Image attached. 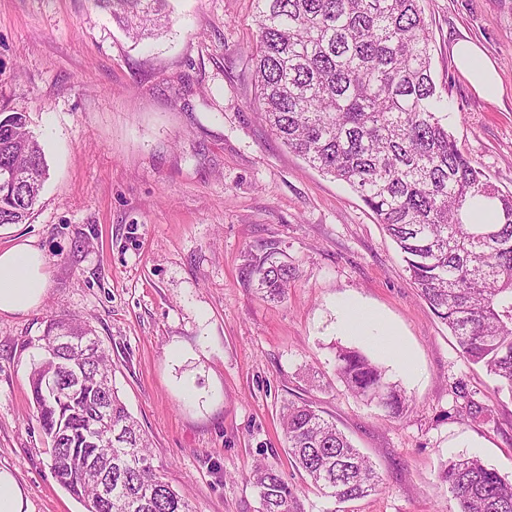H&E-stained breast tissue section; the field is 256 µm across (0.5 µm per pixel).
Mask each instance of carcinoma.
<instances>
[{
	"instance_id": "carcinoma-1",
	"label": "carcinoma",
	"mask_w": 512,
	"mask_h": 512,
	"mask_svg": "<svg viewBox=\"0 0 512 512\" xmlns=\"http://www.w3.org/2000/svg\"><path fill=\"white\" fill-rule=\"evenodd\" d=\"M135 42L169 23L168 0H97ZM258 35L251 50L260 110L271 132L311 166L345 182L403 255L409 280L456 337L460 353L486 368L497 391L512 394V193L490 183L442 124L447 109L431 75L428 22L421 0H254ZM48 178L43 146L24 112L0 116V224H24ZM494 202V224L468 222L467 204ZM267 254L251 273L269 295L292 280ZM92 339L95 351L82 350ZM30 346L39 350L29 386L33 418L50 441L58 483L84 512H195L158 472L148 438L121 400L112 355L76 318H52ZM83 367L71 388L70 366ZM48 373L68 393L41 391ZM336 374L355 396L402 418L409 399L358 350L336 351ZM105 386L112 433L92 426ZM288 454L322 496L337 503L381 490L368 456L312 405L282 416ZM112 471V501L98 480ZM258 512H303L297 490L275 469L253 465ZM458 512H512V481L476 457L438 474Z\"/></svg>"
}]
</instances>
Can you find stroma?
Returning <instances> with one entry per match:
<instances>
[{"instance_id": "obj_1", "label": "stroma", "mask_w": 512, "mask_h": 512, "mask_svg": "<svg viewBox=\"0 0 512 512\" xmlns=\"http://www.w3.org/2000/svg\"><path fill=\"white\" fill-rule=\"evenodd\" d=\"M445 123L490 182L512 192V0H422ZM171 28L133 43L95 0H0V112L29 113L49 167L32 217L0 224V251L28 238L48 258L43 303L0 313V467L33 512H84L56 481L29 417L32 350L48 320L74 315L112 352L115 382L154 464L195 512H257L247 473L263 463L333 512L293 467L280 416L308 400L384 479L344 512H454L438 483L475 456L512 480V395L496 392L412 288L395 244L358 194L290 152L254 106L253 0H170ZM496 63L501 100L476 94L453 50ZM294 278L262 296L252 256ZM349 301L375 310L415 363L407 378L370 337L336 331ZM360 350L400 382L390 418L336 375ZM484 409L461 416L466 401Z\"/></svg>"}]
</instances>
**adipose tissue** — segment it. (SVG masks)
I'll use <instances>...</instances> for the list:
<instances>
[{
	"mask_svg": "<svg viewBox=\"0 0 512 512\" xmlns=\"http://www.w3.org/2000/svg\"><path fill=\"white\" fill-rule=\"evenodd\" d=\"M459 71L478 95L488 100L500 97L503 88L497 66L486 52L472 43L455 50ZM49 288L47 258L32 240H24L0 252V313L25 314L38 307ZM345 336L380 337L381 349L405 373H413L414 363L404 345L398 344L391 329L381 328L376 313L361 304L346 305L336 321Z\"/></svg>",
	"mask_w": 512,
	"mask_h": 512,
	"instance_id": "1",
	"label": "adipose tissue"
}]
</instances>
